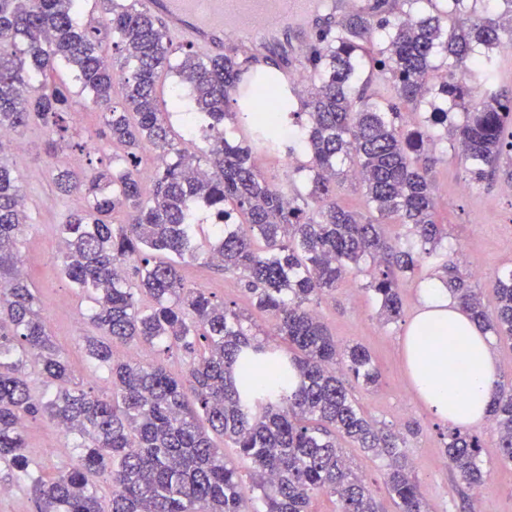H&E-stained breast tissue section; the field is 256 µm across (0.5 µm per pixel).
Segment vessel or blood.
Here are the masks:
<instances>
[{
    "mask_svg": "<svg viewBox=\"0 0 512 512\" xmlns=\"http://www.w3.org/2000/svg\"><path fill=\"white\" fill-rule=\"evenodd\" d=\"M177 41L220 51L229 50L259 65L271 35L283 71L305 56L308 29L325 15L327 0H145Z\"/></svg>",
    "mask_w": 512,
    "mask_h": 512,
    "instance_id": "vessel-or-blood-1",
    "label": "vessel or blood"
}]
</instances>
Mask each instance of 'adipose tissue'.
Returning a JSON list of instances; mask_svg holds the SVG:
<instances>
[{
    "label": "adipose tissue",
    "mask_w": 512,
    "mask_h": 512,
    "mask_svg": "<svg viewBox=\"0 0 512 512\" xmlns=\"http://www.w3.org/2000/svg\"><path fill=\"white\" fill-rule=\"evenodd\" d=\"M400 345L419 398L438 418L462 427L486 422L499 366L487 336L442 281L425 283Z\"/></svg>",
    "instance_id": "1"
}]
</instances>
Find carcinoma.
<instances>
[{
	"mask_svg": "<svg viewBox=\"0 0 512 512\" xmlns=\"http://www.w3.org/2000/svg\"><path fill=\"white\" fill-rule=\"evenodd\" d=\"M95 2L100 13L80 25L81 0H0V129L46 128L51 158L65 147L84 151L66 121L73 101L57 74L64 63L85 104L101 111L100 135L115 148L88 171L52 170L61 194L82 196L57 232L61 273L92 303L88 319L99 330L82 337L86 356L112 374V395L100 397L73 382L20 272L32 220L0 146V485L29 484L36 512H104L97 476L111 488L109 512H256L219 436L253 465L262 512H311L318 493L334 497L339 512H380L340 446L347 439L387 460L384 482L398 512H427L406 451L419 424L381 426L361 412L347 377L373 387L380 371L363 346L339 347L310 304L364 275L385 322L396 321L398 274L428 265L478 326L512 341V269L492 277L498 304L488 313L438 250L445 233L422 157L424 143L450 127L468 186L499 172L512 180V170L500 168L512 152V97L496 89L493 55L512 40V0H426L428 11L413 10L421 0H404L398 16L374 0L319 35L308 87L295 100L270 72L244 85L235 57L175 43L142 0ZM488 2L497 17L484 16ZM111 37L118 65L104 48ZM366 69L384 76L392 94L368 98L355 83ZM166 71L194 102V152L178 147L169 113L157 106L155 83ZM454 109L463 121L450 125ZM407 110L422 117L415 129ZM234 116L245 129L240 139L224 127ZM285 123L300 131L299 157L282 136ZM148 148L161 160L150 193L138 169ZM272 150L295 158L284 183L255 166V154ZM349 172L365 190L367 216L333 194ZM200 208L211 217L208 256L220 255L217 265L239 276L274 334L183 278L181 264L199 255ZM385 224L406 233L391 238ZM130 343L184 352L186 374L160 361L114 360V348ZM29 365L44 379L39 396ZM37 417L63 428L76 451L49 480L34 476L27 455L25 422ZM490 420L501 462L511 465L512 379L499 384ZM482 451L479 432L448 428L445 455L471 491L487 482Z\"/></svg>",
	"mask_w": 512,
	"mask_h": 512,
	"instance_id": "cac0c4a2",
	"label": "carcinoma"
}]
</instances>
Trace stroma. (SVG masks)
Masks as SVG:
<instances>
[{
	"label": "stroma",
	"instance_id": "35a3bbf8",
	"mask_svg": "<svg viewBox=\"0 0 512 512\" xmlns=\"http://www.w3.org/2000/svg\"><path fill=\"white\" fill-rule=\"evenodd\" d=\"M21 152L11 154L13 166L28 210L32 227L26 238L24 258L29 266V281L43 302L42 314L57 344L70 356L83 383L93 386L96 394L109 393L112 385L107 372L85 361L79 339L94 334L87 320L86 301L78 296L60 272L61 242L56 232L78 199L60 195L52 180L53 163L45 154V134L31 127L20 136ZM434 160L432 176L436 220L442 224L445 246L453 249L461 273L470 277L487 310L496 307L491 276L498 270L512 268V192L503 179H494L480 189L469 190L465 172L450 141L431 147ZM188 284L202 288L216 298L234 302L237 310L251 316L263 329H270L267 315L255 311L242 295L236 276L210 268L205 257L190 261L183 269ZM432 276L429 267H421L400 288L403 316L395 323L385 322L376 297L359 284L346 282L334 296L322 300L319 315L330 334L343 345L360 344L368 349L381 373L377 387L354 386L352 394L365 415L391 425L409 420L420 425L411 437L407 453L419 480L429 512H460L457 481L442 455L447 422L438 420L417 399L410 383L399 339L417 312L421 289ZM483 460L489 474L486 491L475 503L477 512H512V467L499 463L497 437L488 425H481ZM28 454L33 468L44 477L53 476L75 456L69 439L58 436L54 422L44 418L28 421ZM54 443L59 452L43 455L46 443ZM355 470L372 488L383 512H395L384 484V462L357 448H348Z\"/></svg>",
	"mask_w": 512,
	"mask_h": 512
}]
</instances>
